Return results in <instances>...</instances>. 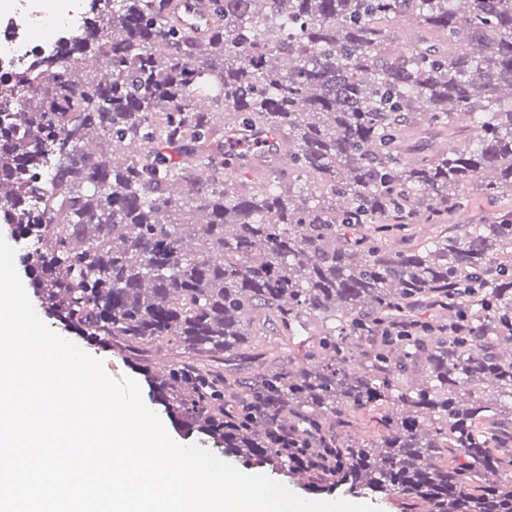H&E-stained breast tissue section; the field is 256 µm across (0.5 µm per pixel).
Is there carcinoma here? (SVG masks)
<instances>
[{
    "label": "carcinoma",
    "mask_w": 512,
    "mask_h": 512,
    "mask_svg": "<svg viewBox=\"0 0 512 512\" xmlns=\"http://www.w3.org/2000/svg\"><path fill=\"white\" fill-rule=\"evenodd\" d=\"M171 2L0 80V219L47 315L246 466L512 512V214L448 223L512 195V0H209L202 40ZM263 316L311 340L225 368ZM470 204L467 209H463L452 216L451 224H471L476 218V214H482L486 211H512V196H504L495 204H489L485 198L474 189L469 188Z\"/></svg>",
    "instance_id": "1"
}]
</instances>
